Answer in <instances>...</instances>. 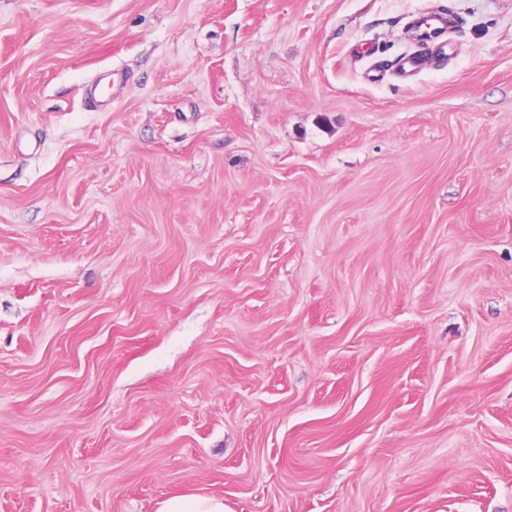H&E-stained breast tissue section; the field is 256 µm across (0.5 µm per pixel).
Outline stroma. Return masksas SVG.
I'll return each mask as SVG.
<instances>
[{
  "mask_svg": "<svg viewBox=\"0 0 512 512\" xmlns=\"http://www.w3.org/2000/svg\"><path fill=\"white\" fill-rule=\"evenodd\" d=\"M192 493L512 512V0H0V512ZM421 27L427 26L428 29H431V35H428V39L426 40L427 45L431 46L439 56L444 55L445 51L448 49V42L446 40H441L438 34L441 27H446L448 25V19H436L431 17H423L420 20Z\"/></svg>",
  "mask_w": 512,
  "mask_h": 512,
  "instance_id": "stroma-1",
  "label": "stroma"
}]
</instances>
